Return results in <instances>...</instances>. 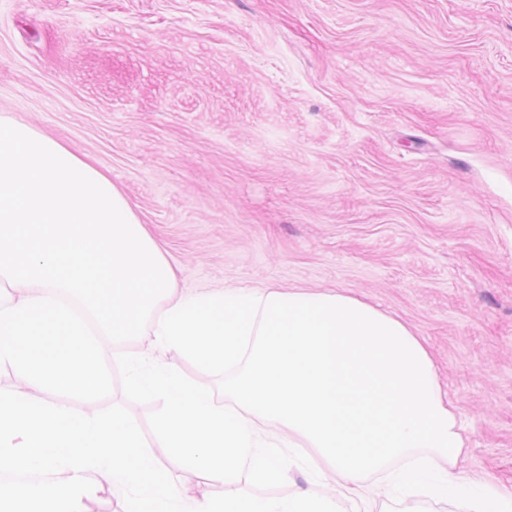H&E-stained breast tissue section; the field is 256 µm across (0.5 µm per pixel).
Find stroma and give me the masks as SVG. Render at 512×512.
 Returning <instances> with one entry per match:
<instances>
[{
  "instance_id": "1",
  "label": "stroma",
  "mask_w": 512,
  "mask_h": 512,
  "mask_svg": "<svg viewBox=\"0 0 512 512\" xmlns=\"http://www.w3.org/2000/svg\"><path fill=\"white\" fill-rule=\"evenodd\" d=\"M105 173L177 292L367 300L512 480V0H0V114Z\"/></svg>"
}]
</instances>
